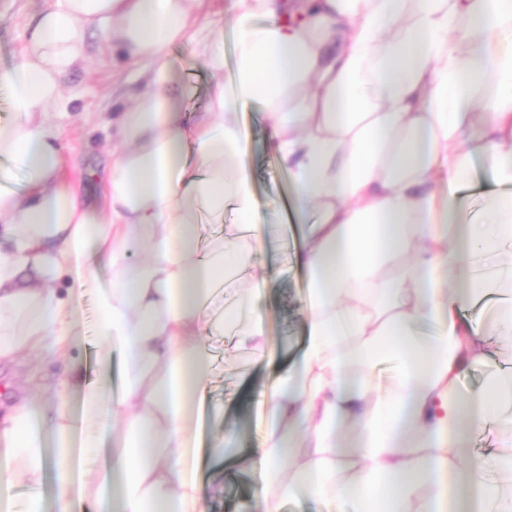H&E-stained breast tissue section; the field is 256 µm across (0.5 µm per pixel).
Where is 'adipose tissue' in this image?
<instances>
[{
    "instance_id": "1",
    "label": "adipose tissue",
    "mask_w": 512,
    "mask_h": 512,
    "mask_svg": "<svg viewBox=\"0 0 512 512\" xmlns=\"http://www.w3.org/2000/svg\"><path fill=\"white\" fill-rule=\"evenodd\" d=\"M208 0H49L20 62L0 69L14 118L0 123V360L44 351L67 360L83 335L81 299L101 316L97 357L121 354L119 393L72 373L54 398L21 401L0 423V512H75L112 493L113 512H202L194 407L209 360L200 345L224 296V268L263 247L250 134L239 114L263 106L269 144L288 169L297 214L314 212L297 254L307 273V343L255 455L282 496L340 500L349 512H512V492L484 476L472 434L512 429V373L461 393L465 364H490L488 328L512 332L499 266L512 246V0H230L234 64L202 21ZM137 66L102 210L61 180L62 76L88 39ZM189 39L210 74L209 108L184 115L168 48ZM493 153L489 225L454 221L456 191ZM232 205L240 233L209 258L194 246L199 210ZM146 249L138 268L130 252ZM405 265L394 276L386 266ZM72 281L66 293L55 283ZM490 324L463 320L470 304ZM431 321L433 336L415 325ZM389 388L372 384L381 360ZM112 467L89 463L104 441ZM55 472L52 500L39 493Z\"/></svg>"
}]
</instances>
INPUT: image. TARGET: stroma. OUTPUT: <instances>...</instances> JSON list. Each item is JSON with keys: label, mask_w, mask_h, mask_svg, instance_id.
<instances>
[{"label": "stroma", "mask_w": 512, "mask_h": 512, "mask_svg": "<svg viewBox=\"0 0 512 512\" xmlns=\"http://www.w3.org/2000/svg\"><path fill=\"white\" fill-rule=\"evenodd\" d=\"M44 4L45 0H0V69L20 58ZM169 61L175 79L189 87L181 101L182 110L205 111L208 83L202 64L192 59L185 44L170 49ZM139 86L136 67L129 65L123 55L105 57L96 50L90 52L81 68L63 79L64 93L72 102L67 109L51 114L63 146V177L80 187L90 204H99L102 199L105 183L101 174L113 163L112 137L122 109L131 103ZM242 120L251 133L249 162L257 220L265 226L264 247L255 261L275 274L256 310L265 321L276 357L269 362L240 347L230 328L207 336L203 342L211 366L196 420L197 465L205 512H256L262 477L247 464L245 455L265 441L269 420L264 396L277 377L293 369L308 335L306 274L294 259L308 227L296 218L291 177L269 146L263 109L256 105L243 108ZM493 186V159L487 155L476 163L473 184L459 194L457 223H482L485 194ZM81 320L83 337L71 360L62 362L42 353L0 363V418L32 391L56 393L75 369L87 380L104 378L112 388H119L120 360L104 366L96 355L100 328L93 292L84 295ZM219 439L226 447L236 449L235 457L212 454V445ZM217 485L222 488L218 494L213 491Z\"/></svg>", "instance_id": "stroma-1"}]
</instances>
